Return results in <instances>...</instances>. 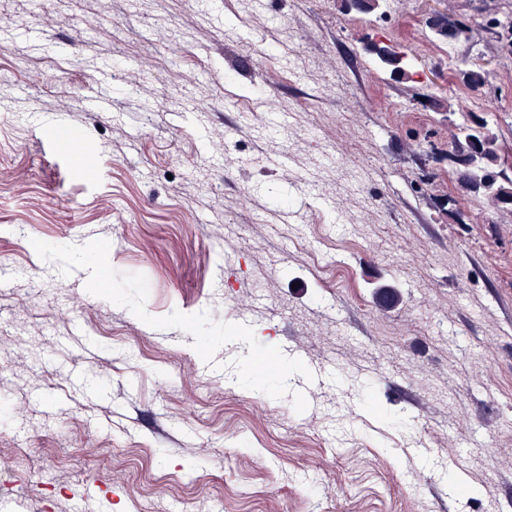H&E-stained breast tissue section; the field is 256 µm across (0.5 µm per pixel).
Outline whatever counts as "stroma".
<instances>
[{
  "mask_svg": "<svg viewBox=\"0 0 512 512\" xmlns=\"http://www.w3.org/2000/svg\"><path fill=\"white\" fill-rule=\"evenodd\" d=\"M445 6L468 43L428 0H0V502L512 512V222L445 119L497 113L512 179V32L485 26L512 0ZM240 328L291 388L250 380Z\"/></svg>",
  "mask_w": 512,
  "mask_h": 512,
  "instance_id": "35a3bbf8",
  "label": "stroma"
}]
</instances>
